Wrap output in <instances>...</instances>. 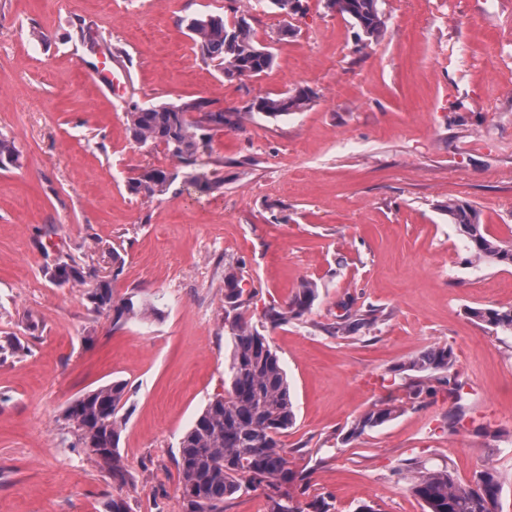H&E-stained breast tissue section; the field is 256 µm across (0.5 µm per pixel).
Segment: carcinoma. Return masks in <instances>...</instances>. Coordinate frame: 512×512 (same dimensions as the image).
Masks as SVG:
<instances>
[{"mask_svg": "<svg viewBox=\"0 0 512 512\" xmlns=\"http://www.w3.org/2000/svg\"><path fill=\"white\" fill-rule=\"evenodd\" d=\"M267 7L290 17L299 12L301 0H265ZM340 13L358 29V40L366 47L378 41L388 19L381 0H343ZM188 30L202 60L227 80L259 77L269 71L274 55L256 43L251 25L242 14L232 23L220 14L201 13L189 19ZM315 93L297 87L276 97L257 96L246 114L255 112L279 117L307 108ZM241 112H226L203 98L162 102L142 107L134 102L126 112L127 129L141 145L162 144L181 167H189L187 183L200 194L216 188L209 169L199 163L211 154V132L238 124ZM20 151L15 140L0 134V169L15 165ZM179 173L146 166L127 184L134 196L153 199L166 194ZM448 222L457 226L466 241V263L486 262L512 267V242L490 235L481 224L480 212L471 204L450 199L440 206ZM46 274L61 285L83 279L79 269L58 257L47 265ZM243 278L233 268L224 270V394L208 401L179 443L177 466L181 475L184 512H224V505L250 488L267 483L274 489L302 480L290 467L281 436L296 422L287 373L269 337L260 333L246 316ZM316 299V286L303 282L283 306H271L264 319L273 326L287 323L308 312ZM92 310L112 316L115 323L139 319L150 313L160 315L151 302L131 292L114 295L112 281L100 280L88 293ZM473 321L495 333L512 336V306L467 309ZM378 321L376 310L359 317L347 316L334 327L343 335L370 329ZM453 356L446 346L427 347L397 371L414 373L409 398L431 394L434 373L448 372ZM127 384L123 380L88 390L63 408L59 420L75 437L71 447L82 450L88 459L108 472L118 484L127 481L128 470L119 451ZM400 413V407L380 402L352 427L350 435H360ZM409 490L422 500L428 512H500L502 482L499 472L486 467L461 483L451 470L432 469L415 463ZM270 512H332L326 497L302 508L294 497L277 492L269 495Z\"/></svg>", "mask_w": 512, "mask_h": 512, "instance_id": "cac0c4a2", "label": "carcinoma"}]
</instances>
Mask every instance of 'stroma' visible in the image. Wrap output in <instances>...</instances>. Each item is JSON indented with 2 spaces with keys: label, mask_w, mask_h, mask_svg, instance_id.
Returning a JSON list of instances; mask_svg holds the SVG:
<instances>
[{
  "label": "stroma",
  "mask_w": 512,
  "mask_h": 512,
  "mask_svg": "<svg viewBox=\"0 0 512 512\" xmlns=\"http://www.w3.org/2000/svg\"><path fill=\"white\" fill-rule=\"evenodd\" d=\"M295 32L258 0H0V134L20 164L0 170V512H183L179 442L224 390V270L246 282V314L288 375L296 423L283 443L300 501L334 512H425L407 489L410 462L459 480L493 465L501 512H512V336L471 320V307L512 306V268L466 264L441 211L459 199L512 241V0H383L384 37L356 41L348 17L302 0ZM247 15L274 64L227 81L205 64L185 19ZM84 26L95 45L80 40ZM42 28L46 42L31 40ZM121 47L126 89L97 76ZM314 91L301 112L254 114L214 132L218 189L175 181L130 195L145 166L175 170L163 145L127 130L130 102L204 98L240 111L259 95ZM73 257L84 284H54L47 258ZM108 277L141 292L160 317L113 323L87 291ZM310 311L274 327L267 307L301 282ZM377 324L330 332L349 314ZM448 345L461 402L408 397L398 365ZM127 384L119 448L132 480L115 483L65 441L56 418L88 389ZM380 400L399 416L349 430ZM464 417L456 427L455 410Z\"/></svg>",
  "instance_id": "stroma-1"
}]
</instances>
